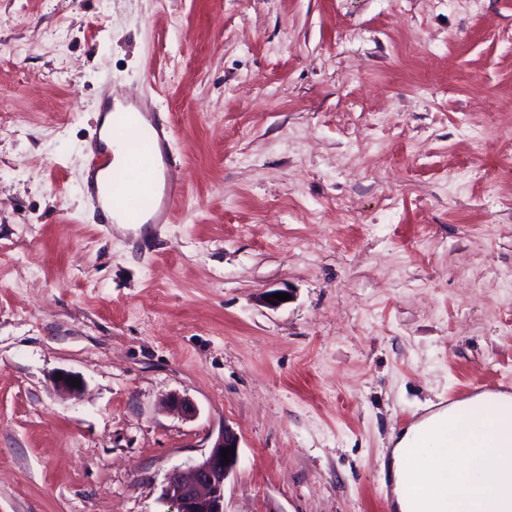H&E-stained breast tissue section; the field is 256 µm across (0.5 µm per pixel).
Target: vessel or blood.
<instances>
[{"instance_id":"b4317fda","label":"vessel or blood","mask_w":512,"mask_h":512,"mask_svg":"<svg viewBox=\"0 0 512 512\" xmlns=\"http://www.w3.org/2000/svg\"><path fill=\"white\" fill-rule=\"evenodd\" d=\"M114 125L124 134L125 165L114 167L111 154L98 140L88 160L90 174L104 171L109 176L112 212L103 217V224L171 223L181 206L184 184L173 177L170 164L158 159L157 146L168 134L158 103L150 99L128 103Z\"/></svg>"}]
</instances>
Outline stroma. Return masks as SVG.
I'll return each mask as SVG.
<instances>
[{
	"label": "stroma",
	"instance_id": "1",
	"mask_svg": "<svg viewBox=\"0 0 512 512\" xmlns=\"http://www.w3.org/2000/svg\"><path fill=\"white\" fill-rule=\"evenodd\" d=\"M108 91L176 223H95ZM500 387L512 0H0V512H171L226 427L224 512H389L391 436Z\"/></svg>",
	"mask_w": 512,
	"mask_h": 512
}]
</instances>
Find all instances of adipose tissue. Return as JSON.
<instances>
[{"instance_id": "adipose-tissue-1", "label": "adipose tissue", "mask_w": 512, "mask_h": 512, "mask_svg": "<svg viewBox=\"0 0 512 512\" xmlns=\"http://www.w3.org/2000/svg\"><path fill=\"white\" fill-rule=\"evenodd\" d=\"M511 407L506 390L428 403L382 462L394 512H512Z\"/></svg>"}]
</instances>
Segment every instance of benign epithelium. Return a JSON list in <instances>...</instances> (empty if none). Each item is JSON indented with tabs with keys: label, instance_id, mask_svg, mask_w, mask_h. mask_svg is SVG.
Masks as SVG:
<instances>
[{
	"label": "benign epithelium",
	"instance_id": "benign-epithelium-1",
	"mask_svg": "<svg viewBox=\"0 0 512 512\" xmlns=\"http://www.w3.org/2000/svg\"><path fill=\"white\" fill-rule=\"evenodd\" d=\"M172 408L185 417L196 414L193 401L176 394L168 399ZM231 449L229 462L223 464L221 451ZM239 439L226 427L212 445L209 453L184 473L171 471L161 490V499L176 512H224V483L238 462Z\"/></svg>",
	"mask_w": 512,
	"mask_h": 512
}]
</instances>
